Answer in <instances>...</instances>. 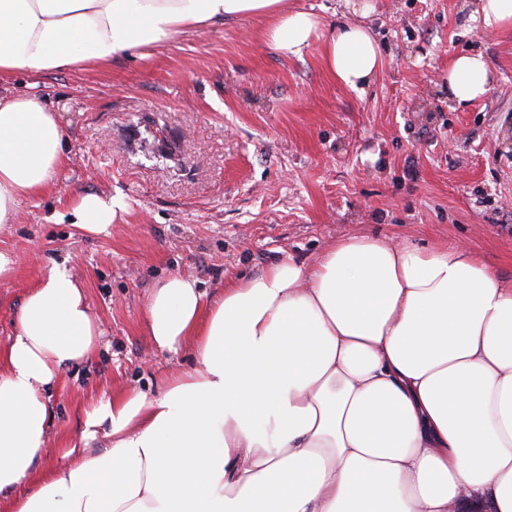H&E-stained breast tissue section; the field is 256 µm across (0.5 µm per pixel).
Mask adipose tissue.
<instances>
[{
    "label": "adipose tissue",
    "instance_id": "adipose-tissue-1",
    "mask_svg": "<svg viewBox=\"0 0 512 512\" xmlns=\"http://www.w3.org/2000/svg\"><path fill=\"white\" fill-rule=\"evenodd\" d=\"M326 30L283 0H0V75L104 65L175 36L264 17L267 43L364 95L381 51L362 18ZM483 53L457 55L448 96H484ZM67 141L52 103L0 96V228L55 186ZM117 196L82 194L54 223L109 231ZM154 346L196 365L163 390L103 398L64 466L35 470L51 391L104 331L66 263L26 294L0 346V512H512V281L463 246L350 234L311 262L226 280L163 274L146 303ZM109 441L103 453L89 446Z\"/></svg>",
    "mask_w": 512,
    "mask_h": 512
}]
</instances>
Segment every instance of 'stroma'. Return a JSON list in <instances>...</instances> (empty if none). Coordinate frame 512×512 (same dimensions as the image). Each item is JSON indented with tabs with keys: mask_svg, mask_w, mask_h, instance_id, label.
<instances>
[{
	"mask_svg": "<svg viewBox=\"0 0 512 512\" xmlns=\"http://www.w3.org/2000/svg\"><path fill=\"white\" fill-rule=\"evenodd\" d=\"M371 2L365 23L382 64L361 97L328 71L321 43L283 56L260 18L103 67L0 78L1 93L35 84L69 143L54 190L23 198L0 233L15 260L0 281V344L29 288L62 259L104 330L95 354L60 375L36 469L63 465L99 399L153 392L168 373L193 369L189 348L156 350L145 331L150 288L165 272L213 292L285 255L309 261L341 236L371 233L461 244L512 280V29L469 24L474 0ZM475 49L493 82L460 108L448 67ZM87 193L124 199L109 234L50 222Z\"/></svg>",
	"mask_w": 512,
	"mask_h": 512,
	"instance_id": "35a3bbf8",
	"label": "stroma"
}]
</instances>
